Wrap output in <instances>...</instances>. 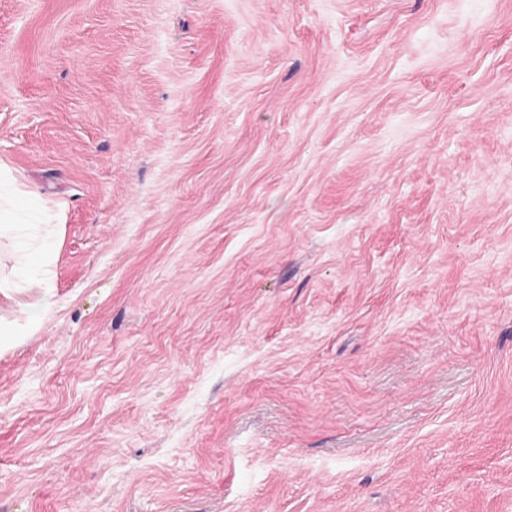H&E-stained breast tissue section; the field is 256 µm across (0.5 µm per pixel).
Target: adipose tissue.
I'll list each match as a JSON object with an SVG mask.
<instances>
[{
  "label": "adipose tissue",
  "instance_id": "ef3b65f1",
  "mask_svg": "<svg viewBox=\"0 0 512 512\" xmlns=\"http://www.w3.org/2000/svg\"><path fill=\"white\" fill-rule=\"evenodd\" d=\"M24 190H16L12 205L0 207V240L9 239L10 259L0 260V300L19 307L23 320L0 316V351L9 349L18 337L34 332L53 306L50 276L55 240L38 224H19L15 209L24 204Z\"/></svg>",
  "mask_w": 512,
  "mask_h": 512
}]
</instances>
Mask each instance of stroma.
Wrapping results in <instances>:
<instances>
[{
  "mask_svg": "<svg viewBox=\"0 0 512 512\" xmlns=\"http://www.w3.org/2000/svg\"><path fill=\"white\" fill-rule=\"evenodd\" d=\"M0 165V512H512V0H0ZM13 214V209L0 204V245L4 238L10 240L12 262L7 269L0 255V311L3 299L10 307L18 306L25 321L20 323L0 314L1 352L9 349L18 336L34 332L54 304L50 266L55 239L44 231V224H16Z\"/></svg>",
  "mask_w": 512,
  "mask_h": 512,
  "instance_id": "1",
  "label": "stroma"
}]
</instances>
